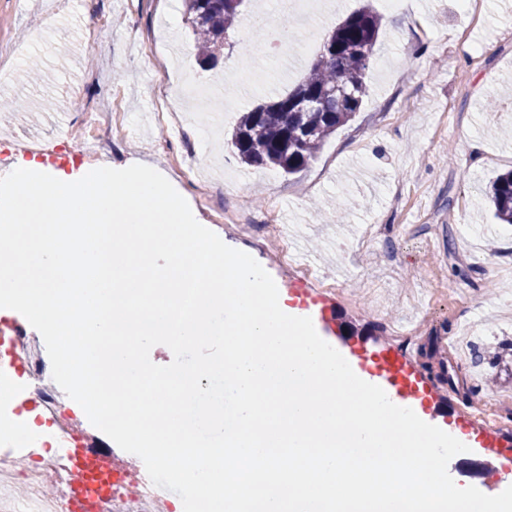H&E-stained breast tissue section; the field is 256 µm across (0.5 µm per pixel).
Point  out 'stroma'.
<instances>
[{
	"instance_id": "35a3bbf8",
	"label": "stroma",
	"mask_w": 512,
	"mask_h": 512,
	"mask_svg": "<svg viewBox=\"0 0 512 512\" xmlns=\"http://www.w3.org/2000/svg\"><path fill=\"white\" fill-rule=\"evenodd\" d=\"M0 0V45H16L4 67L0 100L17 104L0 125L10 152L0 177L38 143L46 170L76 173L109 162L143 160L165 175L198 222V184L172 163L186 145L170 142L154 119L160 76L153 54L171 50L172 82L192 76L221 102L211 118L186 99L175 102L189 132H203L208 162L202 181L223 189L225 205L250 212L253 237L224 225L212 230L251 255L273 277L299 315L313 316L303 282L287 279L277 255L289 246L320 275L357 296L358 307L333 299L319 335L341 350H372L388 342L381 320L399 326L424 321L425 334L408 353L438 393L425 413L430 424L456 428L465 405L482 397L498 403L500 433L512 446V369L474 347L512 338V226L498 223L484 202L490 183L512 170V0H323L325 21L299 28L287 0H246L224 57L208 70L197 58L183 0ZM382 17L366 75L369 93L352 121L339 128L305 169L286 175L241 163L230 138L246 109L270 92L292 90L316 59L328 31L363 5ZM57 17L41 25L44 13ZM269 70L256 88L228 83ZM125 114L119 152L94 141L73 142L71 130L88 119L104 123L114 108ZM485 146L474 160L470 140ZM356 198L337 212L336 200ZM275 217H268V210ZM395 257L396 270L386 266ZM448 471L461 485L488 495L504 491L512 459L488 460L479 451L452 458Z\"/></svg>"
}]
</instances>
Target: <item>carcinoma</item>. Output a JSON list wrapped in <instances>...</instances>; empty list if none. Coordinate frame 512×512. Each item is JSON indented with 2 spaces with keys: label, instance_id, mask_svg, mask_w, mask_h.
<instances>
[{
  "label": "carcinoma",
  "instance_id": "carcinoma-1",
  "mask_svg": "<svg viewBox=\"0 0 512 512\" xmlns=\"http://www.w3.org/2000/svg\"><path fill=\"white\" fill-rule=\"evenodd\" d=\"M245 0H186V12L199 56L215 66L224 39L241 14ZM381 18L367 7L348 15L330 33L318 58L289 93L269 97L242 112L231 144L248 166H270L286 174L306 168L336 130L360 109ZM308 97L317 105L297 109L293 100ZM489 200L495 218L512 224V171L496 178Z\"/></svg>",
  "mask_w": 512,
  "mask_h": 512
}]
</instances>
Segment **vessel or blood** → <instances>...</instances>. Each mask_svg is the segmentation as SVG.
Listing matches in <instances>:
<instances>
[{
  "label": "vessel or blood",
  "instance_id": "vessel-or-blood-1",
  "mask_svg": "<svg viewBox=\"0 0 512 512\" xmlns=\"http://www.w3.org/2000/svg\"><path fill=\"white\" fill-rule=\"evenodd\" d=\"M367 361L375 376L390 390L394 391L410 406L424 405L433 399V388L417 371L414 365L396 347L380 345L367 353ZM459 425L467 430L474 445L486 451L489 458L501 455L500 433L493 428H475L467 420ZM61 450L66 455L74 473L69 494L77 512H93L95 500L91 494L93 488L112 482V464L120 456L117 448L91 450L75 439H64Z\"/></svg>",
  "mask_w": 512,
  "mask_h": 512
}]
</instances>
